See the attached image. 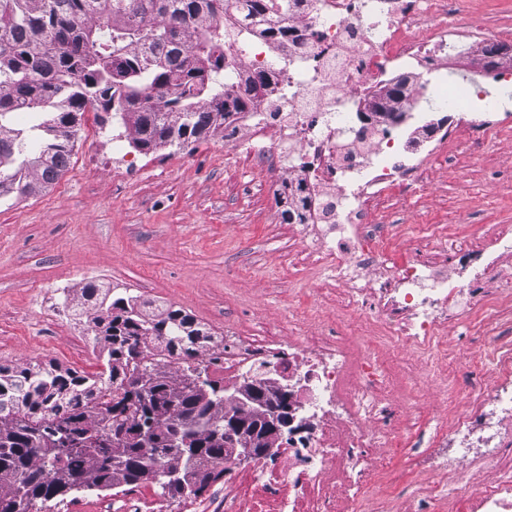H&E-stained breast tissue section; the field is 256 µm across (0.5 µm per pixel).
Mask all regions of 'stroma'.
I'll use <instances>...</instances> for the list:
<instances>
[{"label":"stroma","instance_id":"1","mask_svg":"<svg viewBox=\"0 0 512 512\" xmlns=\"http://www.w3.org/2000/svg\"><path fill=\"white\" fill-rule=\"evenodd\" d=\"M449 22L487 31L512 29V0H465ZM475 48L457 69L421 74L431 120H453L428 100L448 97L463 77L495 87ZM119 126L84 112L70 164L36 196L0 201V363L54 362L87 375L102 371L101 346L89 327L64 313L43 318L39 293L107 279L118 287L173 305L215 336L233 328L241 336H316L336 325L339 303L331 272L313 264L295 225L285 223L276 196L280 171L224 145L219 135L190 149L132 152V173L113 174L110 157L95 154L97 141ZM378 221L394 225V249L418 246L469 253L500 226H512V133L496 137L483 155H471L468 131L430 166L415 196L382 200ZM406 380L413 409L402 430L405 452L424 447L445 405L428 383L427 369L410 348L393 364ZM139 494L160 512H208L224 498L223 482L194 502L143 485ZM108 491H82L48 501L41 512H119Z\"/></svg>","mask_w":512,"mask_h":512}]
</instances>
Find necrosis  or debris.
I'll use <instances>...</instances> for the list:
<instances>
[{
    "mask_svg": "<svg viewBox=\"0 0 512 512\" xmlns=\"http://www.w3.org/2000/svg\"><path fill=\"white\" fill-rule=\"evenodd\" d=\"M288 24L299 41L253 35L235 55L233 72L283 71L275 93L256 112L225 124L224 138L256 158L288 150L298 159L285 174L288 207L302 214L299 232L316 264L336 273L343 311L366 318L370 329L349 335L296 336L270 342L225 330L201 362L219 367L225 383L261 378L290 386L292 423L267 456L248 463L226 456L224 503L217 512H397L415 480H431L427 496L408 512H512V232L488 240L479 255L457 262L412 255L390 264L387 225L375 203L404 198L423 184L431 155L456 137L451 126L414 128L418 146L400 150V130L381 116L363 119L369 103L398 78L407 96L419 95L415 65H443L495 36L449 26L445 0H302ZM464 99L448 101L468 113L470 140L485 144L500 132L497 108L473 84ZM495 290H487L488 282ZM482 313L476 348L448 351L452 320ZM416 349L432 373L436 396L467 401L463 412L436 427L425 448L396 462L400 420L409 405L387 370L391 348ZM491 470L473 483L471 467ZM448 472L460 487L449 497L435 475ZM385 487L386 496L376 495Z\"/></svg>",
    "mask_w": 512,
    "mask_h": 512,
    "instance_id": "obj_1",
    "label": "necrosis or debris"
}]
</instances>
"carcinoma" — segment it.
<instances>
[{"instance_id": "1", "label": "carcinoma", "mask_w": 512, "mask_h": 512, "mask_svg": "<svg viewBox=\"0 0 512 512\" xmlns=\"http://www.w3.org/2000/svg\"><path fill=\"white\" fill-rule=\"evenodd\" d=\"M224 2L0 0V199L27 198L58 180L89 109L131 123L132 146L145 155L183 150L251 111L272 74L228 88ZM238 2L245 17L270 20L269 38L293 37V0ZM193 26L196 47L185 57ZM22 105L32 119L26 130L11 124ZM81 297L100 310L92 333L106 345L102 373L0 365V512H38L73 491L143 483L196 496L224 478V381L203 370L178 388L145 350L155 339L190 366L211 331L171 305L145 316L151 302L126 288L101 294L90 281ZM155 468L158 477L146 476Z\"/></svg>"}]
</instances>
